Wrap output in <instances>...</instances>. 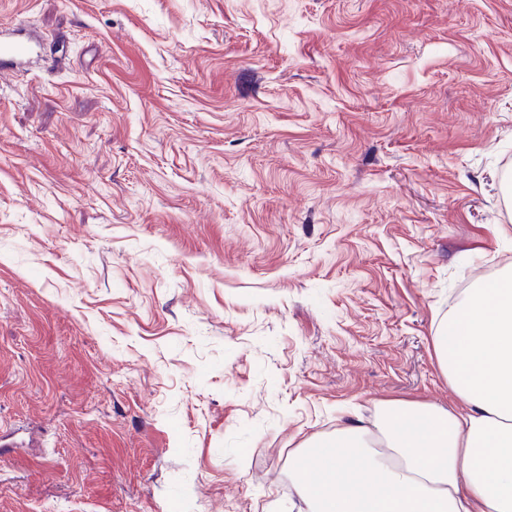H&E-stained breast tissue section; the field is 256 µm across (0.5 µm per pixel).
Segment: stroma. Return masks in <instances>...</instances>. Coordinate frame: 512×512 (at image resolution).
I'll return each instance as SVG.
<instances>
[{"label": "stroma", "mask_w": 512, "mask_h": 512, "mask_svg": "<svg viewBox=\"0 0 512 512\" xmlns=\"http://www.w3.org/2000/svg\"><path fill=\"white\" fill-rule=\"evenodd\" d=\"M0 512H282L450 406L512 269V0H0Z\"/></svg>", "instance_id": "obj_1"}]
</instances>
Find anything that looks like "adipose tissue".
<instances>
[{"label": "adipose tissue", "mask_w": 512, "mask_h": 512, "mask_svg": "<svg viewBox=\"0 0 512 512\" xmlns=\"http://www.w3.org/2000/svg\"><path fill=\"white\" fill-rule=\"evenodd\" d=\"M456 406L390 403L296 454L307 512H512V274L467 293L435 338Z\"/></svg>", "instance_id": "1"}]
</instances>
